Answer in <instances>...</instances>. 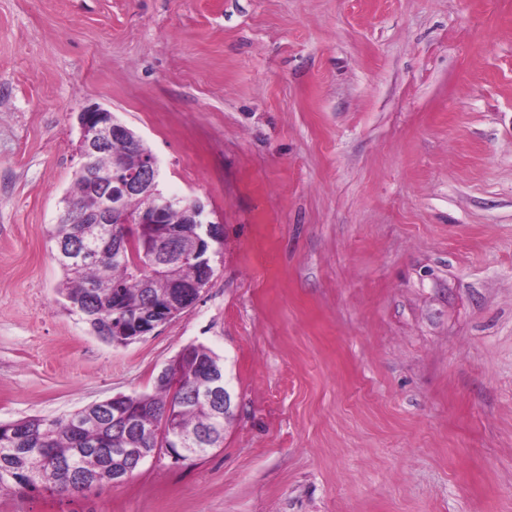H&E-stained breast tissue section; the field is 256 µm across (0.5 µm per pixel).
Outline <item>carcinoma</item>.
I'll list each match as a JSON object with an SVG mask.
<instances>
[{"label":"carcinoma","instance_id":"1","mask_svg":"<svg viewBox=\"0 0 512 512\" xmlns=\"http://www.w3.org/2000/svg\"><path fill=\"white\" fill-rule=\"evenodd\" d=\"M151 150L134 133L112 142V154L97 159L101 170L111 167L119 158L129 171L141 168L142 159ZM69 215L76 218L99 205L96 192L83 180L74 178L66 196ZM167 220L186 230L173 243L144 240L129 242L122 256L112 254V235L93 242L85 237L86 226L64 221L53 226L51 238L55 244L76 251L70 257L56 253L64 272L59 288L70 311L83 319H94L105 325L115 317L114 298L121 299L125 312L134 315L164 305L163 298L174 281H191L196 276L192 254L196 239L188 210L172 197ZM184 256V261L170 265L149 276V268L169 251ZM180 378L183 386L154 383L151 393L128 395L129 406L142 411L143 422L156 427L173 421L177 432L192 435L200 431L216 434L215 441H224V414L216 413L200 396L197 376L207 362L217 355L203 345H189L180 351ZM116 446L162 448L163 438L133 432L120 422H112V404H91L71 414L48 419L29 417L0 428V490L21 486L31 491L50 487L59 494H82L86 483L97 481L99 486L112 485V448Z\"/></svg>","mask_w":512,"mask_h":512}]
</instances>
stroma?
<instances>
[{
    "label": "stroma",
    "instance_id": "1",
    "mask_svg": "<svg viewBox=\"0 0 512 512\" xmlns=\"http://www.w3.org/2000/svg\"><path fill=\"white\" fill-rule=\"evenodd\" d=\"M223 224L197 301L108 344L50 231L83 108ZM224 361V443L0 512H512V0H0V422Z\"/></svg>",
    "mask_w": 512,
    "mask_h": 512
}]
</instances>
